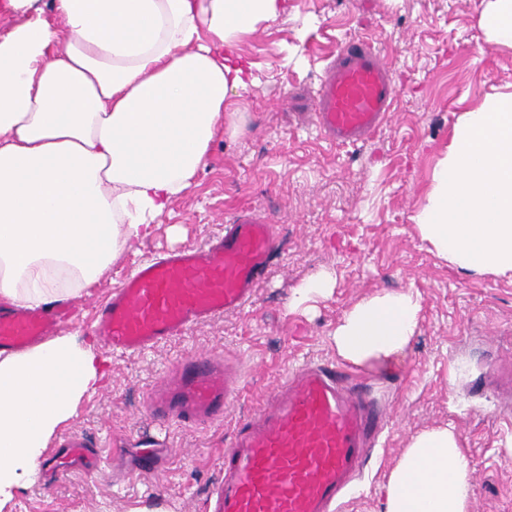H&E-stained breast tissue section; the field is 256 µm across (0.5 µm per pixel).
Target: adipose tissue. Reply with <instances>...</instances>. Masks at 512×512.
<instances>
[{
    "mask_svg": "<svg viewBox=\"0 0 512 512\" xmlns=\"http://www.w3.org/2000/svg\"><path fill=\"white\" fill-rule=\"evenodd\" d=\"M0 35V296L36 306L88 292L195 184L231 107L249 91L244 35L288 0H8ZM459 270L512 275V93L462 113L414 217ZM422 297L361 299L332 332L358 367L402 355ZM92 345L58 336L0 354V506L38 471L48 441L103 377ZM459 438L417 433L383 512H468Z\"/></svg>",
    "mask_w": 512,
    "mask_h": 512,
    "instance_id": "1",
    "label": "adipose tissue"
}]
</instances>
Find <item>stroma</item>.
<instances>
[{"instance_id":"stroma-1","label":"stroma","mask_w":512,"mask_h":512,"mask_svg":"<svg viewBox=\"0 0 512 512\" xmlns=\"http://www.w3.org/2000/svg\"><path fill=\"white\" fill-rule=\"evenodd\" d=\"M491 0H288L276 21L246 35L239 54L254 84L236 132L212 148L196 186L160 216L150 236L113 260L78 297L67 333L89 326L134 265L152 254L222 235L237 209L276 227L277 252L251 304L143 354L105 353L104 377L59 436L103 448H161L155 475L116 480L82 473L34 481L0 512H208L223 478L221 452L289 369L312 362L364 381L386 407L387 427L339 512H382L390 470L415 434L450 426L459 436L473 494L469 512H512V404L492 385V359L512 361V276L462 272L423 241L413 217L462 112L512 92V46L481 24ZM384 54L398 88L394 112L368 141L339 147L309 112L323 67L345 38ZM331 270L336 286L313 312L290 310L296 288ZM413 290L423 296L416 336L387 366L341 359L331 332L362 298ZM240 358L243 396L205 428L158 425L149 389L181 358Z\"/></svg>"}]
</instances>
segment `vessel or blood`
<instances>
[{
    "mask_svg": "<svg viewBox=\"0 0 512 512\" xmlns=\"http://www.w3.org/2000/svg\"><path fill=\"white\" fill-rule=\"evenodd\" d=\"M395 104L394 77L381 51L345 39L328 62L313 101L312 121L338 145L368 140ZM275 250L274 228L255 209H240L224 233L205 245L141 261L99 306L95 334L114 353L141 354L252 300ZM54 302L26 308L0 300V353L45 342L73 319ZM239 360L198 353L178 361L151 388L148 411L161 423L201 427L221 421L243 389ZM377 400L334 368H295L260 407L238 421L223 455L224 477L213 512H335L382 430ZM158 448H135L127 474L157 464ZM113 457L82 438H63L48 459L54 475L111 474Z\"/></svg>",
    "mask_w": 512,
    "mask_h": 512,
    "instance_id": "vessel-or-blood-1",
    "label": "vessel or blood"
}]
</instances>
